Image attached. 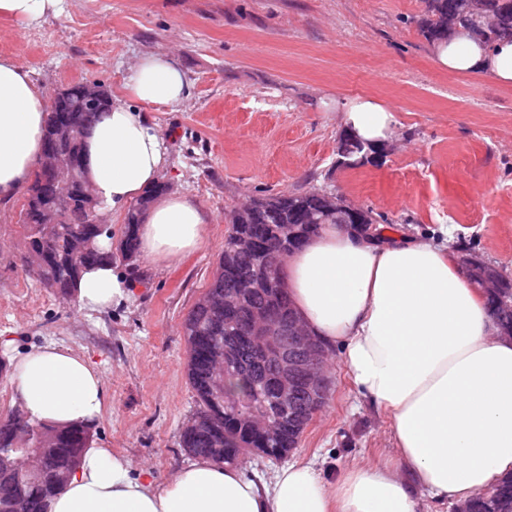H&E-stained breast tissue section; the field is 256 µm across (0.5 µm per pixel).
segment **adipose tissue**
<instances>
[{"label":"adipose tissue","mask_w":512,"mask_h":512,"mask_svg":"<svg viewBox=\"0 0 512 512\" xmlns=\"http://www.w3.org/2000/svg\"><path fill=\"white\" fill-rule=\"evenodd\" d=\"M437 64L512 84V43L492 47L458 33L435 44ZM187 84L171 58L132 67L122 99L92 123L84 148L102 206L126 210L166 165L167 147L144 109L182 103ZM345 131L378 147L396 124L373 98L337 103ZM48 109L41 89L12 57L0 56V204L40 163ZM206 218L188 196L156 201L139 226V249L173 262L200 249ZM283 276L299 317L340 347L355 389L391 421L395 453L351 464L340 480L314 462L279 468L270 481L200 458L173 480L102 444L86 448L51 512H419L421 497L463 501L512 474V339L498 335L483 298L446 247L431 239L379 244L341 224L323 225L287 260ZM131 284L113 265L86 267L75 288L81 309L128 301ZM11 387L27 418L64 427L92 424L107 394L100 372L55 344L12 360Z\"/></svg>","instance_id":"adipose-tissue-1"}]
</instances>
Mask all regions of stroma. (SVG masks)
<instances>
[{
	"mask_svg": "<svg viewBox=\"0 0 512 512\" xmlns=\"http://www.w3.org/2000/svg\"><path fill=\"white\" fill-rule=\"evenodd\" d=\"M423 0H64L26 25L0 17V56L49 90L94 81L119 95L128 68L163 53L186 101L153 108L168 149L160 178L204 211L203 248L172 264L138 259L131 300L99 312L43 288L23 261V197L0 205V336L12 350L56 343L100 371L108 406L96 440L166 482L191 463L182 427L197 409L182 322L218 263L228 217L282 192L338 193L410 238L453 229L473 256L512 274V86L442 70L417 21ZM374 97L396 115L371 162H338L340 101ZM390 419L343 366L329 402L287 460L325 478L390 456ZM284 460V461H287ZM279 459L243 471L271 478Z\"/></svg>",
	"mask_w": 512,
	"mask_h": 512,
	"instance_id": "1",
	"label": "stroma"
}]
</instances>
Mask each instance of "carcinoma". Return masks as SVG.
Instances as JSON below:
<instances>
[{"label": "carcinoma", "instance_id": "obj_1", "mask_svg": "<svg viewBox=\"0 0 512 512\" xmlns=\"http://www.w3.org/2000/svg\"><path fill=\"white\" fill-rule=\"evenodd\" d=\"M424 3L425 11L418 27L430 42L446 39L457 29L488 44L500 39L512 41V0H424ZM81 88L80 83L70 85L52 98L46 133H51L56 123L86 125L85 113L72 111ZM337 155L343 159V165L353 168L367 158V149L344 133L338 140ZM161 193L157 184L128 208L118 251H104L99 245L100 238H112V230L90 223L82 205L79 181L64 180L49 186L44 183L42 173L36 172L19 214L25 239L38 258L32 273L44 287L69 297L86 265L101 260L112 262L118 257L135 264L138 224L149 204ZM44 194L60 206V220L56 224L45 223ZM323 223L350 226L354 221L346 210L326 211L324 192L309 190L258 198L254 208L242 210L240 223L229 226L212 280L183 324L187 377L198 403L193 425L182 429L180 434V446L189 455L236 464L242 455L254 451L280 448L286 452L299 446L315 415L309 398L301 392L289 401L279 438L267 440L243 417L236 401L224 398V387L216 385L224 380V374L218 371L214 349L226 336L243 337L240 362L257 382L249 406L256 410L264 406L273 408L276 364L270 359H258L245 336L249 335L254 311L269 309L286 327L295 310L283 283V272L263 269L262 257L265 252L281 247L276 233L278 225H297L299 235L292 244L297 250L318 233ZM241 236L254 240L255 247L239 248L236 239ZM230 293L241 295L243 305L226 322L224 316L209 310L207 302ZM485 301L498 325L512 330V283L501 289L498 296L485 297ZM91 437L90 426L57 429L32 423L22 410H13L0 424V512H11L18 497L27 500L29 512H48L50 500L67 484Z\"/></svg>", "mask_w": 512, "mask_h": 512}]
</instances>
